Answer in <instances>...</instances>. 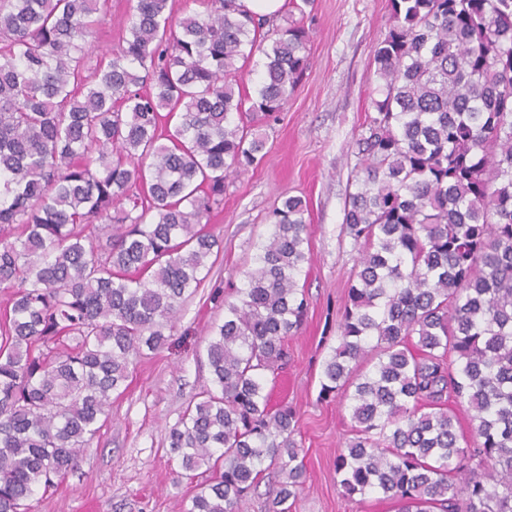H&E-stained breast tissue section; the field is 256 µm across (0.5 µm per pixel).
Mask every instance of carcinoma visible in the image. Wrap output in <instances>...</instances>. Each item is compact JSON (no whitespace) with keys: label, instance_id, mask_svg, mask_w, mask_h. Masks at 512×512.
<instances>
[{"label":"carcinoma","instance_id":"cac0c4a2","mask_svg":"<svg viewBox=\"0 0 512 512\" xmlns=\"http://www.w3.org/2000/svg\"><path fill=\"white\" fill-rule=\"evenodd\" d=\"M390 2L320 388L351 411L336 474L395 512H512V0ZM97 13L0 0V512H31L78 465L130 367L166 344L221 249L206 224L227 176L264 156L245 119L282 111L309 64L293 19L207 0L175 21L169 0H136L91 66ZM306 211L273 210L208 339L211 386L168 432L180 467L208 473L185 512H239L271 471L265 512H289L304 485L299 416L267 384L305 313Z\"/></svg>","mask_w":512,"mask_h":512}]
</instances>
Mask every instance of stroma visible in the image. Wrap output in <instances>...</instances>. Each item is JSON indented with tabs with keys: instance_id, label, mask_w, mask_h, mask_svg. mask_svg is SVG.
<instances>
[{
	"instance_id": "stroma-1",
	"label": "stroma",
	"mask_w": 512,
	"mask_h": 512,
	"mask_svg": "<svg viewBox=\"0 0 512 512\" xmlns=\"http://www.w3.org/2000/svg\"><path fill=\"white\" fill-rule=\"evenodd\" d=\"M92 61L116 49L134 0H101ZM310 66L277 120L263 124L264 157L226 181L224 203L209 227L222 251L186 299L167 344L138 360L127 390L112 399L109 419L75 471L31 500L33 512H185L199 477L181 469L166 434L190 400L209 387L206 342L224 320V300L242 287L272 210L286 196L307 204L308 260L299 280L308 313L288 337V361L271 387V402L300 416L305 483L290 512H392L382 495L344 499L334 460L351 425L347 403L320 395L323 365L337 343L357 252L344 224L348 195L361 175L357 141L374 113L373 52L393 25L390 0H314Z\"/></svg>"
}]
</instances>
